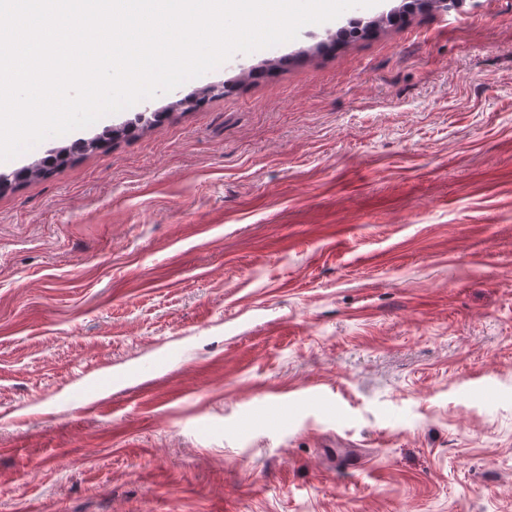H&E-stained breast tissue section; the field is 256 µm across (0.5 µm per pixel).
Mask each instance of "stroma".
Returning <instances> with one entry per match:
<instances>
[{
  "label": "stroma",
  "instance_id": "obj_1",
  "mask_svg": "<svg viewBox=\"0 0 512 512\" xmlns=\"http://www.w3.org/2000/svg\"><path fill=\"white\" fill-rule=\"evenodd\" d=\"M401 2L0 163L167 114L0 194V512H512V0ZM354 26L347 25L346 27L340 28L334 34H330L325 41H323L316 50L318 52L330 53L336 51V48L358 41L360 39L370 36L376 27V23L373 20L369 21H350Z\"/></svg>",
  "mask_w": 512,
  "mask_h": 512
}]
</instances>
